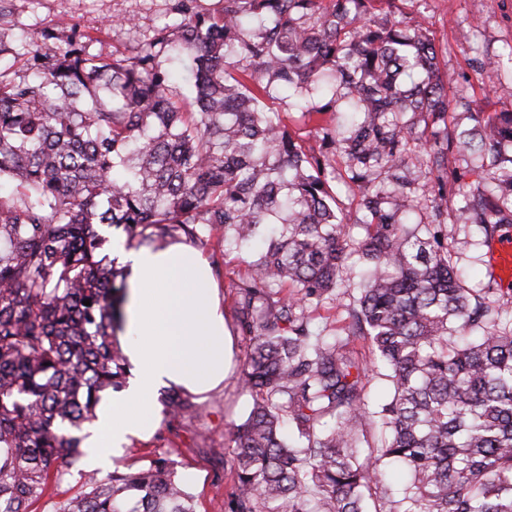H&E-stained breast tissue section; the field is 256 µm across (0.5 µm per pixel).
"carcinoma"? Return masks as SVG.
<instances>
[{"label":"carcinoma","instance_id":"obj_1","mask_svg":"<svg viewBox=\"0 0 512 512\" xmlns=\"http://www.w3.org/2000/svg\"><path fill=\"white\" fill-rule=\"evenodd\" d=\"M385 1L174 0L173 21L110 59L66 22L21 53L0 38V56L23 60L0 69V512H31L60 485L100 393L123 384L126 273L103 225L136 248L208 246L217 275L225 250L250 257L232 300L252 407L224 512H512V307L486 304L492 288L469 287L431 225L408 222L403 164L415 151L431 175L438 227L451 209L491 239L512 214V109L448 99L457 78L426 29L381 15ZM163 55L190 77L176 82ZM450 111L473 124L448 131ZM338 112L349 119L332 127ZM454 147L489 157L490 191L448 169ZM344 190L360 238L343 232ZM353 264L368 276L344 325L318 327ZM165 406L196 412L176 391ZM78 474L83 490L54 512H196L165 457ZM274 105L284 115L285 123L288 125V129L291 132H296V134L301 135L302 138L304 140H306V142L309 145H312L315 148H317L319 146L320 139H319L318 135L315 133L314 129L311 128V126L303 125V123H301L297 120V115L288 106V100H286V101L275 100Z\"/></svg>","mask_w":512,"mask_h":512}]
</instances>
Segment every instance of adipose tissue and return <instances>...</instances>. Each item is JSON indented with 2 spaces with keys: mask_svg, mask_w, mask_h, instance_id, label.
<instances>
[{
  "mask_svg": "<svg viewBox=\"0 0 512 512\" xmlns=\"http://www.w3.org/2000/svg\"><path fill=\"white\" fill-rule=\"evenodd\" d=\"M131 268L125 332L130 384L108 394L83 446L89 465L107 468L108 449L142 439L158 426L157 391L171 384L203 394L223 384L230 368V334L211 268L199 252L121 250Z\"/></svg>",
  "mask_w": 512,
  "mask_h": 512,
  "instance_id": "adipose-tissue-1",
  "label": "adipose tissue"
}]
</instances>
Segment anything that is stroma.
Returning a JSON list of instances; mask_svg holds the SVG:
<instances>
[{
    "instance_id": "35a3bbf8",
    "label": "stroma",
    "mask_w": 512,
    "mask_h": 512,
    "mask_svg": "<svg viewBox=\"0 0 512 512\" xmlns=\"http://www.w3.org/2000/svg\"><path fill=\"white\" fill-rule=\"evenodd\" d=\"M402 13L418 18L439 48L442 70L464 74L469 82L464 91L486 113L506 109L512 103L506 93L484 82L481 61L498 56L503 80L512 79V0H395ZM11 12L9 24L1 27L14 44L40 39L45 28L65 21L94 39L93 50L111 57L114 50H126L145 41L154 26L169 21L170 0H0ZM122 17L134 18V26L119 25ZM457 213H449L448 252L469 274L473 287L487 284L485 272L492 264V247L482 245L478 233L456 230ZM224 276L220 293L224 319L232 341V366L223 385L194 396L197 416L175 419L163 415L147 440H135L115 459L113 469L134 473L160 456L174 462L179 477L196 497L198 512H224V501L235 489L231 459L232 431L247 415L251 397L242 388L241 372L248 341L236 325L230 298L231 285L245 271L240 251L223 256Z\"/></svg>"
}]
</instances>
